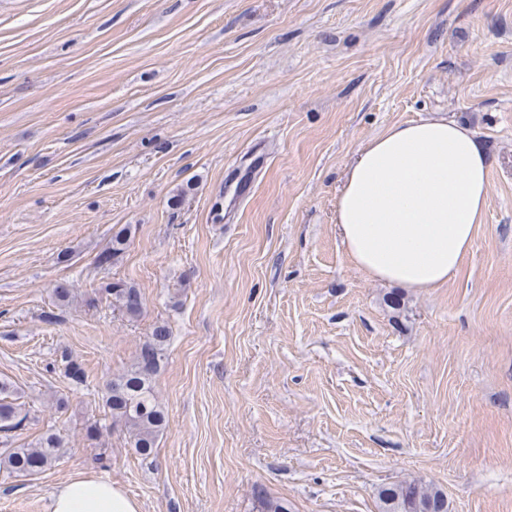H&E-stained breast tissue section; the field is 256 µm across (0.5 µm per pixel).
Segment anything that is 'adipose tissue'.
<instances>
[{"instance_id":"obj_1","label":"adipose tissue","mask_w":512,"mask_h":512,"mask_svg":"<svg viewBox=\"0 0 512 512\" xmlns=\"http://www.w3.org/2000/svg\"><path fill=\"white\" fill-rule=\"evenodd\" d=\"M490 161L476 133L428 118L389 127L348 165L336 231L372 278L405 288L455 279L484 223ZM51 512H141L111 481L77 476L52 495Z\"/></svg>"}]
</instances>
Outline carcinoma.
Segmentation results:
<instances>
[{
	"label": "carcinoma",
	"mask_w": 512,
	"mask_h": 512,
	"mask_svg": "<svg viewBox=\"0 0 512 512\" xmlns=\"http://www.w3.org/2000/svg\"><path fill=\"white\" fill-rule=\"evenodd\" d=\"M131 229L128 226L112 233L105 248L98 253L95 265L107 270L128 248ZM103 291L112 299V307L129 318H137L142 312L141 291L122 280L109 281ZM55 303L68 307L77 295L68 282L57 283L53 288ZM170 340V330L165 324L157 325L140 344L136 356L124 372L112 377L102 396V407L112 419V426L126 430L135 453L144 459L152 456L158 435L165 429V411L159 402L153 379L161 367L164 352ZM65 377L79 385L85 375L81 365L71 355L60 358ZM28 414L18 403V391L11 384L0 381V430L5 432L20 428ZM69 441L59 433L48 432L32 446L5 448L0 452V470L29 476L38 474L60 458ZM382 512H448L444 493L420 482L410 481L379 491Z\"/></svg>",
	"instance_id": "cac0c4a2"
}]
</instances>
